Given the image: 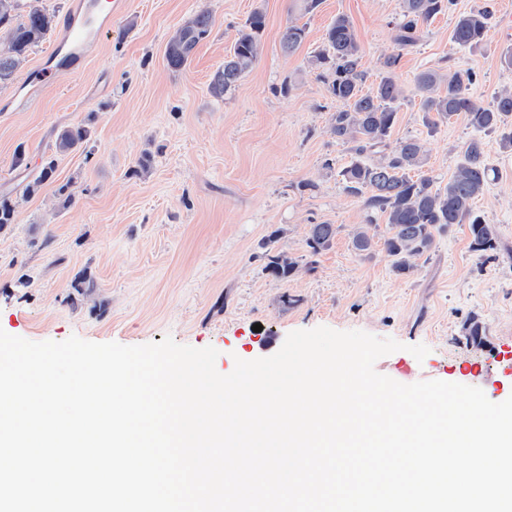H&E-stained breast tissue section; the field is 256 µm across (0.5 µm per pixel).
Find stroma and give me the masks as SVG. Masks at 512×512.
I'll use <instances>...</instances> for the list:
<instances>
[{"label":"stroma","mask_w":512,"mask_h":512,"mask_svg":"<svg viewBox=\"0 0 512 512\" xmlns=\"http://www.w3.org/2000/svg\"><path fill=\"white\" fill-rule=\"evenodd\" d=\"M483 0H456L455 13L428 23L405 50L395 75L405 88L393 137L428 143L423 175L447 183L462 143L473 134L464 113L428 127L414 90L427 69L472 70L473 98L490 104L512 86L501 63L512 48V0H494L483 44L458 47L456 12ZM263 7V51L237 90L217 99L212 75L224 65L236 28ZM400 0H322L301 15L298 0H128L112 18L98 52L75 73L49 81L33 109L0 112V200L15 210L0 235V329L24 339L139 345L172 337L215 347L216 369L235 359L276 353L288 333L326 326L393 338L401 350L375 369L397 382L442 380L481 388L495 403L512 396V151L487 135L498 180L476 202L496 225L509 255L485 263L470 250L468 227L440 234L414 269L396 274L382 248L360 255L352 232L363 223L361 198L339 176L348 144L329 130L337 102L311 64L336 15H347L369 78L393 48ZM213 19L210 36L190 66L171 72L164 51L172 31L200 9ZM302 18L304 43L280 46L288 19ZM291 84L281 94V84ZM85 123L87 144L58 149L60 133ZM148 168H140L141 159ZM55 172L34 194L25 187L46 160ZM74 200L62 205L57 189ZM338 228L314 270L279 280L264 269L269 236L277 252L308 257L310 225ZM94 282L76 294L78 276ZM477 316L480 342L464 324ZM429 352L416 359L410 346Z\"/></svg>","instance_id":"obj_1"}]
</instances>
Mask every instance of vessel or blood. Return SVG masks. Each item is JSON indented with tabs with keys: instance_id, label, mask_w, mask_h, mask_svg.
<instances>
[{
	"instance_id": "obj_1",
	"label": "vessel or blood",
	"mask_w": 512,
	"mask_h": 512,
	"mask_svg": "<svg viewBox=\"0 0 512 512\" xmlns=\"http://www.w3.org/2000/svg\"><path fill=\"white\" fill-rule=\"evenodd\" d=\"M126 6L125 0H77L61 36L54 41L45 64L21 87L18 102H4L0 110L12 112L35 106L41 99L47 79L57 71L79 66L99 46L112 26V16Z\"/></svg>"
}]
</instances>
